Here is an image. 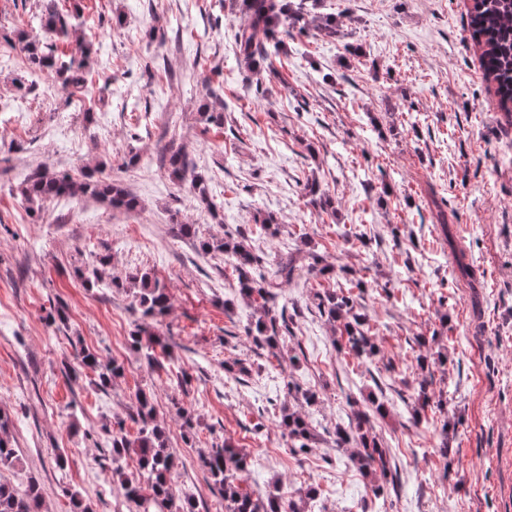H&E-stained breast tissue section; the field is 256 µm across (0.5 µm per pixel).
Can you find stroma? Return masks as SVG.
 I'll return each instance as SVG.
<instances>
[{"label":"stroma","mask_w":512,"mask_h":512,"mask_svg":"<svg viewBox=\"0 0 512 512\" xmlns=\"http://www.w3.org/2000/svg\"><path fill=\"white\" fill-rule=\"evenodd\" d=\"M46 2L0 0V39L41 38ZM60 2L81 7L72 23L90 47L85 98L52 71L36 91L19 89L20 55H0V412L21 458L0 480L36 481L42 512H73L76 496L93 512H129L105 430L121 418L136 433L128 417L144 389L179 459L174 491L197 512H224L198 463L224 441L247 456L244 491L303 499L305 512H512V126L482 78L467 0H302L285 53L251 71L235 56L240 0ZM173 148L207 179L215 210L170 176L162 159ZM93 168L140 209L78 197L33 210L21 197L36 172L78 181ZM313 181L333 210L312 204ZM432 199L478 288L452 276ZM269 217L277 235H255ZM180 223L202 237L245 234L270 260L317 254L335 271L282 288L291 334L260 348L244 334L255 306L236 273L177 236ZM102 256L104 285L84 287L80 270ZM134 269L171 298L150 322L168 344L154 370L130 339L141 321L131 294L107 285ZM339 283L358 287L381 324L371 364L340 351L311 302ZM421 336L446 363L419 367ZM78 343L123 364L107 391L80 368ZM424 378L446 404L417 421ZM380 382L381 415L370 401ZM181 407L197 420L189 441ZM286 408L315 430L307 453H293L279 426ZM356 410L389 448L396 490L374 495L334 446ZM310 487L318 495L304 499Z\"/></svg>","instance_id":"35a3bbf8"}]
</instances>
